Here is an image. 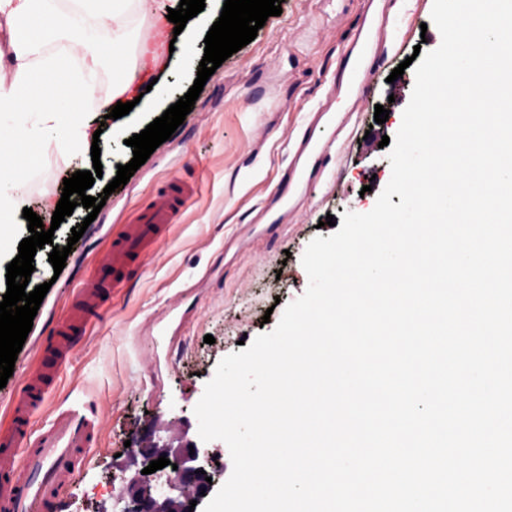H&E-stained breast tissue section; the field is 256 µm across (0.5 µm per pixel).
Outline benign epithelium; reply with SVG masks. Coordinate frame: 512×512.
Wrapping results in <instances>:
<instances>
[{"label":"benign epithelium","mask_w":512,"mask_h":512,"mask_svg":"<svg viewBox=\"0 0 512 512\" xmlns=\"http://www.w3.org/2000/svg\"><path fill=\"white\" fill-rule=\"evenodd\" d=\"M162 455L170 460L163 469L143 475L136 468L137 457L150 462ZM221 462V454L191 440L159 446L147 438L130 465L113 475L124 488L119 512H189L190 501L202 502L219 482L224 473ZM208 477L212 482L206 481Z\"/></svg>","instance_id":"benign-epithelium-1"}]
</instances>
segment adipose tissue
<instances>
[{
  "label": "adipose tissue",
  "mask_w": 512,
  "mask_h": 512,
  "mask_svg": "<svg viewBox=\"0 0 512 512\" xmlns=\"http://www.w3.org/2000/svg\"><path fill=\"white\" fill-rule=\"evenodd\" d=\"M180 0H0V28L10 35L12 53L0 62V112L10 115L17 131L40 138L46 148L67 154L82 151L93 138L91 125L78 114L95 100L100 115L117 102L140 100L146 110H159L165 100L146 92L136 65L146 43H131L135 17L148 15L155 27L167 26L168 10ZM117 75L111 93L97 94L96 76L104 62ZM0 134V222L14 213L23 184L11 166L20 148L17 136Z\"/></svg>",
  "instance_id": "1"
}]
</instances>
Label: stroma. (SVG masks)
I'll use <instances>...</instances> for the list:
<instances>
[{
    "mask_svg": "<svg viewBox=\"0 0 512 512\" xmlns=\"http://www.w3.org/2000/svg\"><path fill=\"white\" fill-rule=\"evenodd\" d=\"M369 0H283L282 13L268 17L256 38L225 60L206 82L185 121L107 199L95 220L76 207L34 258L30 286L50 283L14 372L0 389V407L17 389L37 357L36 337L59 316L77 282L94 273L122 226L168 182L192 186L181 223L170 225L154 256L129 272L123 288L110 292L90 320V333L63 370L48 405L70 392L95 401L103 421L98 447L65 488L58 512H113L122 485L111 480L124 443L152 435L177 444L197 437L194 408L218 363L239 351L242 339L273 330L285 305L306 291L302 255L316 236L333 234L345 212H369L391 177L382 137H395L409 95L393 96L387 78L403 67L402 81L414 85L403 62L415 49L441 43L431 23L433 0H380L389 38L371 62L361 112L351 99L340 63ZM205 43L175 42L161 52L154 71L160 86L179 100L193 86L196 68H183L184 53L202 59ZM389 119L374 121L376 105ZM345 126L322 170L296 192L277 225H261L259 213L275 208L274 195L289 181L302 141L328 137L326 116ZM36 162L22 176L21 208L49 214L44 198L60 199L65 178L92 170L91 158L71 160L31 140ZM333 225H326V218ZM87 223L76 244L72 227ZM71 246L61 273L48 261L54 246ZM212 335L214 344L204 341Z\"/></svg>",
    "mask_w": 512,
    "mask_h": 512,
    "instance_id": "stroma-1",
    "label": "stroma"
}]
</instances>
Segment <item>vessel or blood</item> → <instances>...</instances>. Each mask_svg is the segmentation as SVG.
Returning <instances> with one entry per match:
<instances>
[{"label": "vessel or blood", "mask_w": 512, "mask_h": 512, "mask_svg": "<svg viewBox=\"0 0 512 512\" xmlns=\"http://www.w3.org/2000/svg\"><path fill=\"white\" fill-rule=\"evenodd\" d=\"M188 198L174 188L148 211L126 219L124 234L97 262L95 274L79 283L57 324L37 342L45 351L8 401V424L0 429V512H53L101 432L96 407L80 397L66 399L42 427L35 416L47 405L57 374L88 333V321L105 290L123 287V269L167 225L176 223Z\"/></svg>", "instance_id": "obj_1"}]
</instances>
